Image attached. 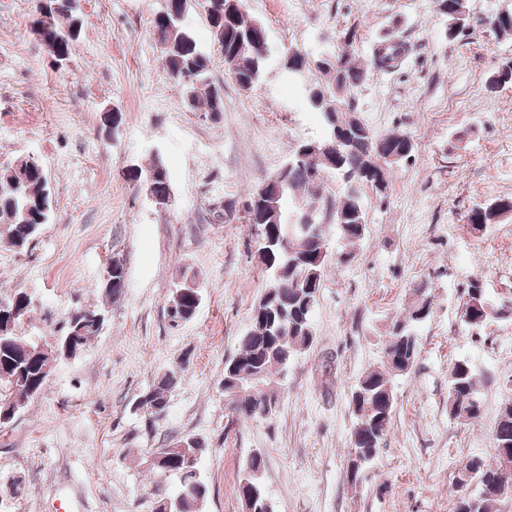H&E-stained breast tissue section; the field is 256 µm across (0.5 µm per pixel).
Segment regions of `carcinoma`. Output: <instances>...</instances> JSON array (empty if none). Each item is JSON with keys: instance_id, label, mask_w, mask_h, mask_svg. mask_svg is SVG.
I'll return each instance as SVG.
<instances>
[{"instance_id": "obj_1", "label": "carcinoma", "mask_w": 512, "mask_h": 512, "mask_svg": "<svg viewBox=\"0 0 512 512\" xmlns=\"http://www.w3.org/2000/svg\"><path fill=\"white\" fill-rule=\"evenodd\" d=\"M200 0H166L154 14L152 25L160 46L162 64L169 79L180 87L187 109L202 112L211 121L222 119L223 89L211 78V56L201 50L193 32L185 25L186 15ZM207 20L222 53L224 69L243 92H252L262 84L268 63V34L264 22L252 16L245 0H208ZM437 10L448 17V38L466 31L485 28L497 35H512V9L488 18H476L468 0H436ZM82 28L79 0H37L30 32L47 47L55 62L71 59L74 43ZM354 34L341 30L333 48L311 61L300 51L282 59L288 76L304 78L311 70L319 77L308 85V97L320 99L319 112L326 136L337 126H346L353 134L350 146H338L333 154L302 141L292 149L288 167H280L249 190L251 197L268 192L265 205L247 216L256 229L254 255L266 274L260 297L252 308L249 328L239 337L236 353L224 363V397L232 418L240 422L269 420L275 415L281 392L279 371L299 353L314 350L317 337L313 314L318 302L326 263L330 256V236L336 235L342 249L336 252V264L357 260L355 246L367 231L366 210L360 187L368 186L386 198L389 176L385 167L414 156L416 144L402 130L384 136L353 115L351 95L363 85L369 72H393L400 56L394 50L404 48L399 41L379 44L370 65L356 64L350 48ZM489 91L512 85V58L506 59L486 79ZM334 175L343 184L337 195L326 185ZM124 179L134 188L162 200L174 197L167 163L156 155L148 165H133ZM51 191L47 177L37 161L17 158L0 165V226L6 227L11 246L23 249L35 239L40 228L49 223ZM512 218V197H498L474 205L467 214L471 233L484 238L495 225ZM111 275L99 288L106 298H120L126 287L124 263H109ZM407 316L391 322L378 369L362 373L350 390V407L355 422L348 437V454L359 450L364 462L346 471L348 483L357 485L378 454L395 417L396 398L392 378L411 373L420 359L416 325L432 312V283L422 280L411 289ZM460 321L470 330L481 329L496 320H512V296L490 297L478 278L470 279L464 290ZM201 301V291L193 281L175 284L168 307L173 322L191 320ZM98 310L87 308L66 335L52 346L26 342L21 350L14 345L15 328L0 319V370L11 365L20 368L12 381L0 378V414L23 409L29 399L41 392L56 360L55 352L64 343L72 344V354L86 349L99 328L89 320ZM179 382L177 371L164 373L137 404L145 427L152 430L168 411L170 394ZM505 388L511 392L502 405L493 430V448L489 457L474 456L453 480L455 512H496L497 503L512 497V481L501 475L512 469V376ZM482 402L477 375L470 362L458 358L448 370V414L471 423L481 417ZM178 439L152 454L159 464L157 474L179 478L178 491L169 498L167 510L155 512H202L209 489L197 466L184 462L192 448ZM237 495L243 512H269L272 507L261 478L238 483Z\"/></svg>"}]
</instances>
